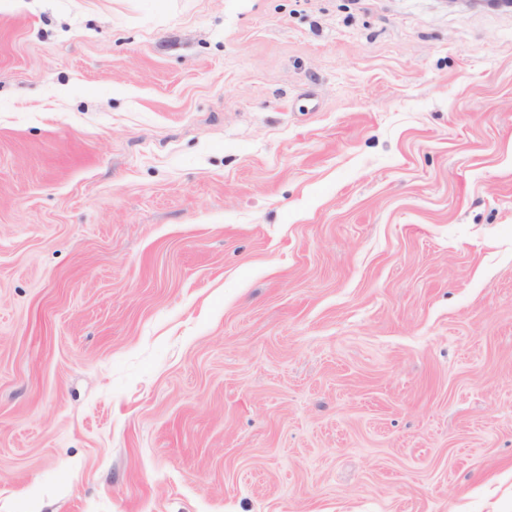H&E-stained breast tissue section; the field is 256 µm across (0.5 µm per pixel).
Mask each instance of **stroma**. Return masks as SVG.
Masks as SVG:
<instances>
[{"label": "stroma", "instance_id": "35a3bbf8", "mask_svg": "<svg viewBox=\"0 0 512 512\" xmlns=\"http://www.w3.org/2000/svg\"><path fill=\"white\" fill-rule=\"evenodd\" d=\"M0 512H512V12L0 0Z\"/></svg>", "mask_w": 512, "mask_h": 512}]
</instances>
